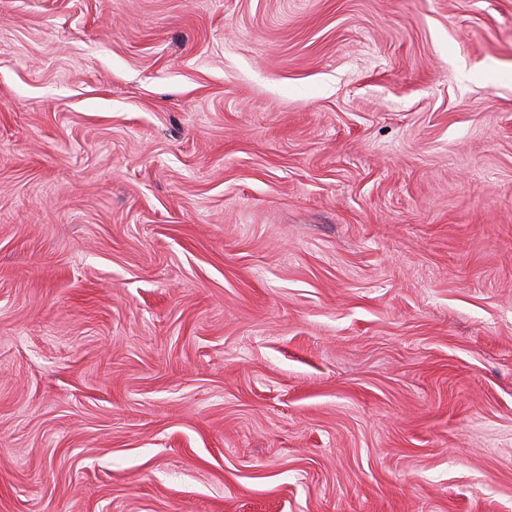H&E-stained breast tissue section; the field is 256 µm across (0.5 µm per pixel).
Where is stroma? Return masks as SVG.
I'll list each match as a JSON object with an SVG mask.
<instances>
[{
    "mask_svg": "<svg viewBox=\"0 0 512 512\" xmlns=\"http://www.w3.org/2000/svg\"><path fill=\"white\" fill-rule=\"evenodd\" d=\"M0 512H512V0H0Z\"/></svg>",
    "mask_w": 512,
    "mask_h": 512,
    "instance_id": "stroma-1",
    "label": "stroma"
}]
</instances>
